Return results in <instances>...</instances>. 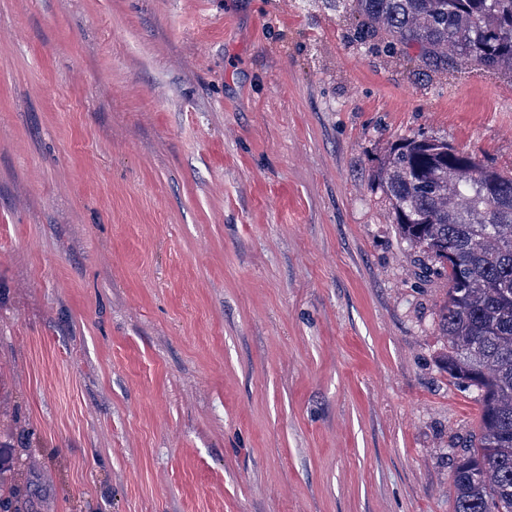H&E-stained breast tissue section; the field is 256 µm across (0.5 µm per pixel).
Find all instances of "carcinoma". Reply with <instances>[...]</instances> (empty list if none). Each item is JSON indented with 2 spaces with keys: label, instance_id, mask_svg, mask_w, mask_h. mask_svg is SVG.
Instances as JSON below:
<instances>
[{
  "label": "carcinoma",
  "instance_id": "1",
  "mask_svg": "<svg viewBox=\"0 0 512 512\" xmlns=\"http://www.w3.org/2000/svg\"><path fill=\"white\" fill-rule=\"evenodd\" d=\"M389 54L432 73L512 78V0H330ZM398 233L448 281L439 326L448 374L477 391L479 432L453 470L454 512H512V176L447 140L392 144L376 171Z\"/></svg>",
  "mask_w": 512,
  "mask_h": 512
}]
</instances>
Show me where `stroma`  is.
I'll return each mask as SVG.
<instances>
[{
  "instance_id": "stroma-1",
  "label": "stroma",
  "mask_w": 512,
  "mask_h": 512,
  "mask_svg": "<svg viewBox=\"0 0 512 512\" xmlns=\"http://www.w3.org/2000/svg\"><path fill=\"white\" fill-rule=\"evenodd\" d=\"M299 0H0L15 512H454L480 425L375 173L512 174V81Z\"/></svg>"
}]
</instances>
